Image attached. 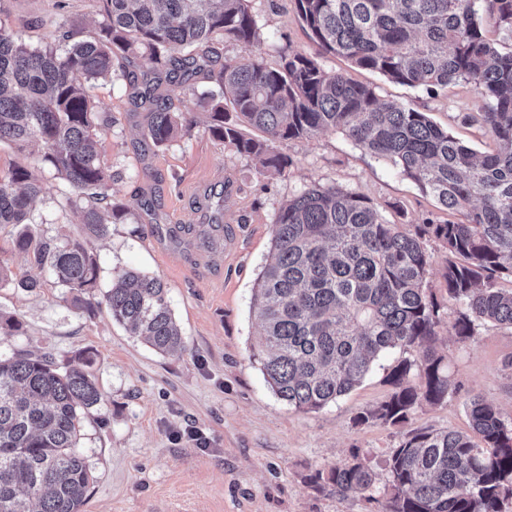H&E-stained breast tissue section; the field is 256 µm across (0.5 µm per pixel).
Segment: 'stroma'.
Returning a JSON list of instances; mask_svg holds the SVG:
<instances>
[{"label": "stroma", "instance_id": "35a3bbf8", "mask_svg": "<svg viewBox=\"0 0 512 512\" xmlns=\"http://www.w3.org/2000/svg\"><path fill=\"white\" fill-rule=\"evenodd\" d=\"M249 6L260 41L224 42L225 56H255L270 68L278 67L286 47L317 57L325 70L372 87L382 99L417 106L474 150L492 149L489 132L475 119L478 99L470 84L430 91L391 82L344 58L318 55L294 0H250ZM101 21L97 0H0V23L35 46L53 40L59 23L89 36ZM150 68L137 59L129 72H115L91 91L98 110L112 119L98 143L103 166L115 174L109 193L135 212L130 223L111 225L94 247L101 287L123 269L164 282L185 350L157 352L114 321L106 306L90 313L73 305L52 278L33 292L0 288V314L22 324L14 335L0 331V354L31 350L74 366L81 353L93 358L90 371L103 399L85 420L79 444L94 476L84 512H380L365 496L343 498L306 477L355 459L386 482V462L410 431L471 434L467 403L475 394L512 414V328L484 322L468 339L455 336L459 306L442 277L448 251L435 239L426 243L432 263L424 288L444 319L436 347L454 387L447 401L421 405L396 425H355L358 412L390 393L392 367L418 359L414 350L384 354L359 386L323 409L303 412L281 401L252 358L260 328L251 309L281 206L319 184L365 197L388 224H441L453 215L389 160L366 153L338 130L278 142L291 166L281 175L259 174L251 158L205 132V117L190 95L191 87L207 85L199 76L162 85V95L193 128L155 148L143 136L146 108L129 96L130 77H144ZM42 153L38 144L21 152L1 144L0 172L19 164L38 175L42 193L34 214L45 219L41 232L81 238L80 209L66 204L62 183L42 170ZM191 428L203 433L206 447L186 439Z\"/></svg>", "mask_w": 512, "mask_h": 512}]
</instances>
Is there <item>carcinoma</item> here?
I'll return each mask as SVG.
<instances>
[{
    "instance_id": "obj_1",
    "label": "carcinoma",
    "mask_w": 512,
    "mask_h": 512,
    "mask_svg": "<svg viewBox=\"0 0 512 512\" xmlns=\"http://www.w3.org/2000/svg\"><path fill=\"white\" fill-rule=\"evenodd\" d=\"M103 22L85 38L70 26L58 42L32 48L0 25V143L24 150L41 143L42 162L81 208L86 237L59 241L31 230L32 203L42 191L22 165L0 173V225L17 228L15 246L29 271L18 278L0 266V287L33 290L50 273L74 304L94 311L100 265L93 240L126 224L131 207L109 194L113 174L100 162L96 137L112 118L96 110L93 83L137 57L169 81L206 73L214 88L191 90L217 140L256 161L262 173L292 164L283 140L342 131L366 153L385 157L425 194L465 220L387 224L370 202L336 187L312 185L280 209L272 260L260 272L252 309L262 337L253 353L275 395L299 411H316L358 386L390 350L417 349L400 360L385 400L357 414L358 425L404 422L423 403L448 399L451 381L435 347L439 305L426 294L425 240L444 244L448 297L461 309L456 336L477 322L512 327V52L489 41L475 0H295L319 52L409 87H476L495 146L477 155L409 104L380 98L311 57L284 50L277 68L256 57L220 58L214 42L253 45L259 28L249 0H98ZM485 13L512 35V0H483ZM149 104L145 138L164 148L192 125L158 94V83L133 84ZM236 121L229 122L228 113ZM265 137L243 135L237 122ZM103 301L119 323L155 350L178 354L184 337L156 278L113 273ZM102 393L91 372L61 367L46 355L0 356V512H83L93 484L78 449L85 417ZM471 425L483 445L454 431L416 430L390 455V480L377 486L361 462L315 469L307 483L344 498L382 492L384 512H502L512 499V416L478 395Z\"/></svg>"
}]
</instances>
